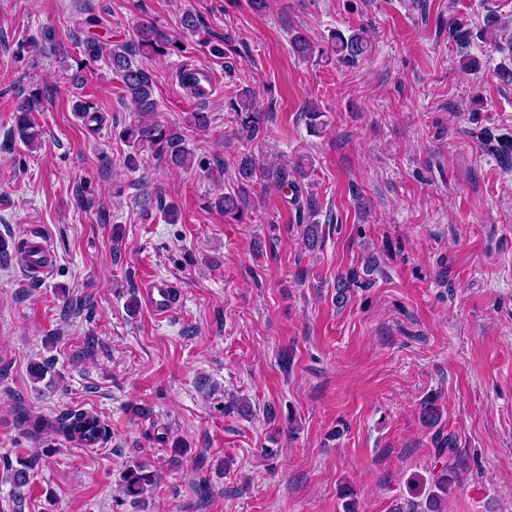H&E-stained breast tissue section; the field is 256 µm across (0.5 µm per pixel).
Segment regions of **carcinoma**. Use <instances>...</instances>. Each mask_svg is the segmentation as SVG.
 <instances>
[{
    "instance_id": "obj_1",
    "label": "carcinoma",
    "mask_w": 512,
    "mask_h": 512,
    "mask_svg": "<svg viewBox=\"0 0 512 512\" xmlns=\"http://www.w3.org/2000/svg\"><path fill=\"white\" fill-rule=\"evenodd\" d=\"M502 27L501 19L488 18L484 28L480 29L479 37L495 45L498 43ZM42 39L44 44L33 42L31 47L39 51L47 49L53 55L64 57L63 49L57 43L54 32L44 31ZM77 45L82 48V56L89 63L96 62L101 58L107 59L112 75L122 83L125 92L135 105L140 120L121 133L122 139L130 147L138 150L145 146L148 147L158 159L165 161L170 166L182 168L190 165L194 154L188 148L184 136L152 119L156 107L154 79L151 72L139 63L138 57L151 52L160 53L158 43L154 38V30L148 26L141 28L135 43L116 41L107 46L94 38H85L77 41ZM370 47L368 32L361 28L347 36L340 32L331 33L325 39V47L321 50V54L334 55L339 60L353 62L366 55ZM45 97L46 92L44 91L34 92L18 102L15 109L14 125L10 132L11 138H17L28 145L38 139L33 113L43 111L42 99ZM227 105L230 111L237 116L241 133L245 134L248 139L254 138L262 121V113L255 92L250 89H242L228 98ZM304 176L306 173L300 168L291 171L284 165L258 161L252 154L244 152L237 158V191L224 193L217 197L214 201V208L223 211L226 215L243 212L247 201L248 187L259 178L277 188L291 189L294 193L293 203L298 206L302 195L300 178ZM357 277L358 273L353 270L337 279L336 305L341 307L346 305L349 300V288ZM17 421L26 422L32 426L34 432L31 433V436L35 438L50 431L61 433L69 438L71 437L70 430L82 428V421L78 418L73 421L66 418L61 419L57 426L44 425L42 418L32 417L24 408L18 409ZM454 476L455 472L446 464L434 475L426 498L427 512H440L442 500L448 496ZM157 481V472L142 464L127 468L123 475V486L131 494L141 493L156 485Z\"/></svg>"
}]
</instances>
